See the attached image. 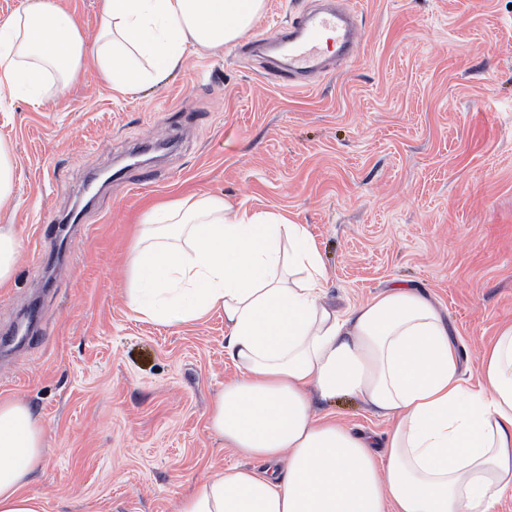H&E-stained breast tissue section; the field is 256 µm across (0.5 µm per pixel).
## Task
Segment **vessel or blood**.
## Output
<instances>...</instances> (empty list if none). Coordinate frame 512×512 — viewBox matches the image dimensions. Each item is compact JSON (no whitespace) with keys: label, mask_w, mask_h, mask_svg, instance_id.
<instances>
[{"label":"vessel or blood","mask_w":512,"mask_h":512,"mask_svg":"<svg viewBox=\"0 0 512 512\" xmlns=\"http://www.w3.org/2000/svg\"><path fill=\"white\" fill-rule=\"evenodd\" d=\"M329 31L334 34L337 60L348 62L358 58L364 33L353 12L322 8L300 14L280 26L277 40L288 46V65L278 73L282 85L304 88L325 73L321 42Z\"/></svg>","instance_id":"vessel-or-blood-1"}]
</instances>
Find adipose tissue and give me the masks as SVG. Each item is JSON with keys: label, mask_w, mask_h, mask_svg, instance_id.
<instances>
[{"label": "adipose tissue", "mask_w": 512, "mask_h": 512, "mask_svg": "<svg viewBox=\"0 0 512 512\" xmlns=\"http://www.w3.org/2000/svg\"><path fill=\"white\" fill-rule=\"evenodd\" d=\"M265 0H102L87 39L54 0H26L0 22V90L39 103L48 83L94 65L131 94L220 51ZM304 225L236 210L217 197L151 207L132 248L125 294L154 323L224 313L239 375L216 394L212 430L263 471L209 472L176 512H495L512 491V323L484 347L475 376L438 304L393 285L339 311ZM359 399L388 424L358 432L315 400ZM46 434L30 406L0 400V512H44L28 492Z\"/></svg>", "instance_id": "adipose-tissue-1"}]
</instances>
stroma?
Returning <instances> with one entry per match:
<instances>
[{"instance_id": "stroma-1", "label": "stroma", "mask_w": 512, "mask_h": 512, "mask_svg": "<svg viewBox=\"0 0 512 512\" xmlns=\"http://www.w3.org/2000/svg\"><path fill=\"white\" fill-rule=\"evenodd\" d=\"M362 22L356 61L284 89L237 46L193 54L137 93L85 69L42 105L0 113L23 251L0 288V399L46 433L29 490L45 512H175L207 471L240 463L209 409L238 374L224 317L162 326L123 288L130 244L159 201L218 196L304 225L337 309L395 283L440 306L464 367L512 323V0H342ZM319 0H266L253 33ZM76 213L73 224L51 219ZM346 425L387 424L355 399L318 403Z\"/></svg>"}]
</instances>
